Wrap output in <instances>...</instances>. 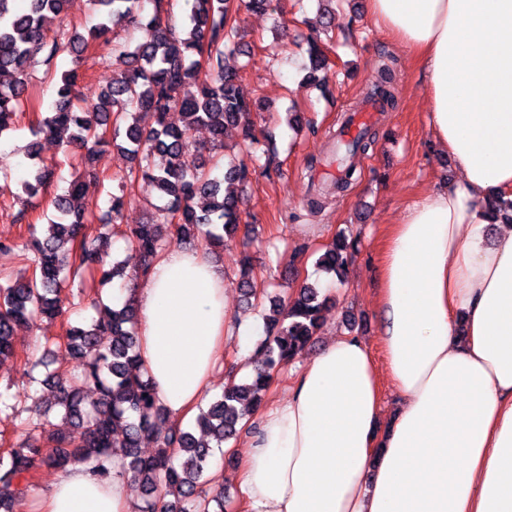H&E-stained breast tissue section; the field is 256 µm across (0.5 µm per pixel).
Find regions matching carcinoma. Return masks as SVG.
<instances>
[{"label": "carcinoma", "instance_id": "1", "mask_svg": "<svg viewBox=\"0 0 512 512\" xmlns=\"http://www.w3.org/2000/svg\"><path fill=\"white\" fill-rule=\"evenodd\" d=\"M0 0V72L14 76L0 89V134L11 129L19 116L36 67L54 76L58 57L71 56L72 67L61 73L55 86L57 98L38 121L34 134L72 131L68 144L88 158L111 143L127 153L134 167L119 181L120 194L112 196V211L124 204L127 183L142 181L167 203L153 218L128 227L127 246L140 259L142 276L149 274L163 250L159 228L176 227L180 243L191 246L203 237L210 246H224V238L239 231V208L233 188L247 177L245 164L232 165L218 179L198 161L187 140V129L204 125L216 143L224 128L243 125L249 145L258 143L252 132L251 107L240 96L238 74L224 68V52H243L230 24L241 9L267 11L273 0H191L188 24L169 21L172 0H151L153 13L144 12L145 0H87L99 18L85 34L51 33V25L66 20L78 0ZM144 32L136 45L114 43L110 52L112 84L97 94L85 93L79 72L81 55L100 44L112 26ZM43 54L40 60L37 54ZM395 59L390 57L378 72L376 89L396 106L392 91ZM181 113L184 127L167 121L172 110ZM154 123H141L142 114ZM122 141H117V138ZM34 160L22 195L40 196L54 180L57 165L39 156L37 143L29 145ZM83 183L72 180L54 200L47 234L39 238L29 226L26 252L31 274L13 284L0 283V361L17 355L14 328L38 317L55 318L62 312L60 294L69 276L91 269L101 281L122 275L119 267L104 263L108 234L89 231L81 199ZM354 245L340 234L319 256L316 264L343 284L348 277ZM327 297L302 283L296 295L270 298L264 317V336L254 352V366L247 378L224 385L222 394L200 409L196 426L200 435L168 424L151 382L144 378L135 334L136 309L131 301L116 310L104 307L81 326H70L63 336L65 349L80 359L85 387L46 375L42 385L53 389L61 421L81 430L80 440L61 429L39 439L22 440L0 454V512H14L15 499L34 486L38 465L65 469L83 462L103 477L112 474L119 459V475L142 486L146 498L135 512H211V503L224 508V493L208 496L203 486L211 482L210 458L223 450L224 441L237 432L240 420L261 404L274 373L295 360L322 328ZM153 444L157 451L145 456L140 448ZM172 499L161 502L162 493Z\"/></svg>", "mask_w": 512, "mask_h": 512}]
</instances>
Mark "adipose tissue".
<instances>
[{
    "mask_svg": "<svg viewBox=\"0 0 512 512\" xmlns=\"http://www.w3.org/2000/svg\"><path fill=\"white\" fill-rule=\"evenodd\" d=\"M416 57L429 127L459 172L388 225L383 365L339 336L252 422L236 480L244 512H512V0H368ZM138 311L141 362L169 419L206 401L234 323L224 269L202 250L160 253ZM395 409L383 416L380 382ZM38 512H131L126 479L84 464L42 487Z\"/></svg>",
    "mask_w": 512,
    "mask_h": 512,
    "instance_id": "obj_1",
    "label": "adipose tissue"
}]
</instances>
